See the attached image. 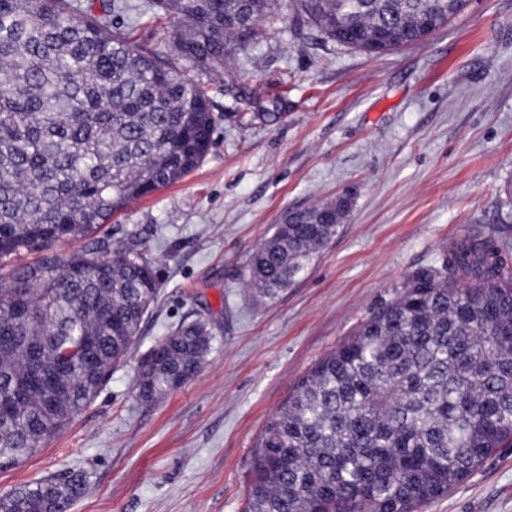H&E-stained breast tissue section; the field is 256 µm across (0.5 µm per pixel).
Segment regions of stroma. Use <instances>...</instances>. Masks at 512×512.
<instances>
[{
    "label": "stroma",
    "mask_w": 512,
    "mask_h": 512,
    "mask_svg": "<svg viewBox=\"0 0 512 512\" xmlns=\"http://www.w3.org/2000/svg\"><path fill=\"white\" fill-rule=\"evenodd\" d=\"M253 92L194 71L219 121L204 162L106 232L161 283L128 359L42 449L0 469V495L82 471L70 512H243L252 450L310 369L451 242L494 236L512 263V0H469L427 40L368 56L296 18L238 55ZM268 120H261V113ZM352 195L335 236L273 301L242 281L283 214ZM205 320L198 374L152 403L139 363ZM422 512H512V447Z\"/></svg>",
    "instance_id": "1"
}]
</instances>
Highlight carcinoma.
<instances>
[{
  "mask_svg": "<svg viewBox=\"0 0 512 512\" xmlns=\"http://www.w3.org/2000/svg\"><path fill=\"white\" fill-rule=\"evenodd\" d=\"M467 3L0 0V260L83 239L95 252L44 257L0 288V388L50 376L0 413V468L34 455L96 396L156 299L150 263L98 232L207 156L216 119L188 69L228 72L286 7L325 39L377 55L426 40ZM158 10L180 25L147 47L135 27ZM347 208L293 211L252 252L246 281L275 298ZM18 297L34 318L15 321ZM209 344L204 322L179 325L142 364L136 396L152 401L192 379ZM505 446L512 267L495 239L469 236L413 271L270 418L244 512H417ZM86 485L79 471L44 477L0 495V512H60Z\"/></svg>",
  "mask_w": 512,
  "mask_h": 512,
  "instance_id": "cac0c4a2",
  "label": "carcinoma"
}]
</instances>
